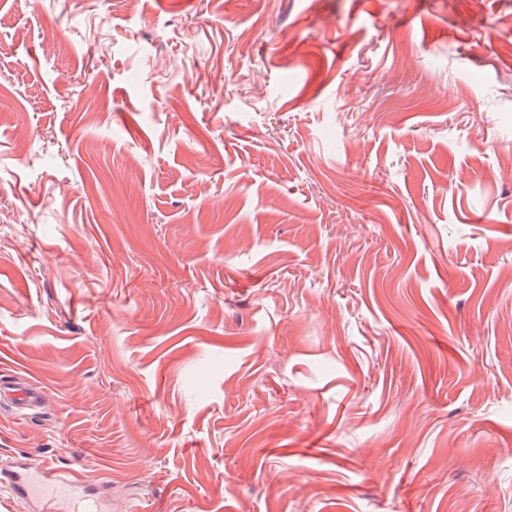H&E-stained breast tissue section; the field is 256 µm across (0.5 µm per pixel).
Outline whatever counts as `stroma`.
Returning a JSON list of instances; mask_svg holds the SVG:
<instances>
[{"label": "stroma", "instance_id": "1", "mask_svg": "<svg viewBox=\"0 0 512 512\" xmlns=\"http://www.w3.org/2000/svg\"><path fill=\"white\" fill-rule=\"evenodd\" d=\"M512 0H0V462L112 512H512ZM7 400L23 415L43 409L47 404L44 391L31 387L26 382L0 378V402Z\"/></svg>", "mask_w": 512, "mask_h": 512}]
</instances>
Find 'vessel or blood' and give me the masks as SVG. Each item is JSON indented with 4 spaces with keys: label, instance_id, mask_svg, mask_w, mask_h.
Listing matches in <instances>:
<instances>
[{
    "label": "vessel or blood",
    "instance_id": "1",
    "mask_svg": "<svg viewBox=\"0 0 512 512\" xmlns=\"http://www.w3.org/2000/svg\"><path fill=\"white\" fill-rule=\"evenodd\" d=\"M2 401L27 415L43 409L47 397L28 383L0 378ZM0 489L25 501L30 512H72L95 493L94 485L79 472H61L48 464L35 467L21 456L0 464Z\"/></svg>",
    "mask_w": 512,
    "mask_h": 512
}]
</instances>
